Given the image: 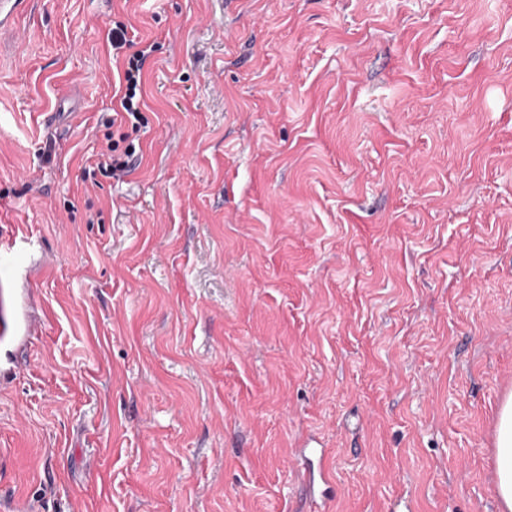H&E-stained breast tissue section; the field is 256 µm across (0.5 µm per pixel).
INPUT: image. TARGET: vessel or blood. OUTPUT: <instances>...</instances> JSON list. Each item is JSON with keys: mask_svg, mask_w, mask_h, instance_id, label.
<instances>
[{"mask_svg": "<svg viewBox=\"0 0 512 512\" xmlns=\"http://www.w3.org/2000/svg\"><path fill=\"white\" fill-rule=\"evenodd\" d=\"M34 245L33 236L24 225H12L10 231H0V290L12 286L11 295L0 293V345H14L22 337L31 335L38 325L31 313L40 308L41 302L33 289L13 285L14 273L24 265V260Z\"/></svg>", "mask_w": 512, "mask_h": 512, "instance_id": "obj_1", "label": "vessel or blood"}]
</instances>
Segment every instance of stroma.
Returning a JSON list of instances; mask_svg holds the SVG:
<instances>
[{
  "label": "stroma",
  "instance_id": "35a3bbf8",
  "mask_svg": "<svg viewBox=\"0 0 512 512\" xmlns=\"http://www.w3.org/2000/svg\"><path fill=\"white\" fill-rule=\"evenodd\" d=\"M151 45L98 163L107 33ZM45 321L0 379L32 512H499L512 0H29L0 27V228ZM114 132L105 135L106 147L101 153L102 162L100 165L105 171H109L112 178L120 179L130 171L128 158L135 153V147L129 145L122 153H118L120 140L124 141V136H119V140L114 139ZM34 245L33 234L23 224H14L10 231L4 234L0 230V288H5L14 282L13 274L22 267L26 282L33 278L28 266L24 265L26 256ZM13 273V274H12Z\"/></svg>",
  "mask_w": 512,
  "mask_h": 512
}]
</instances>
